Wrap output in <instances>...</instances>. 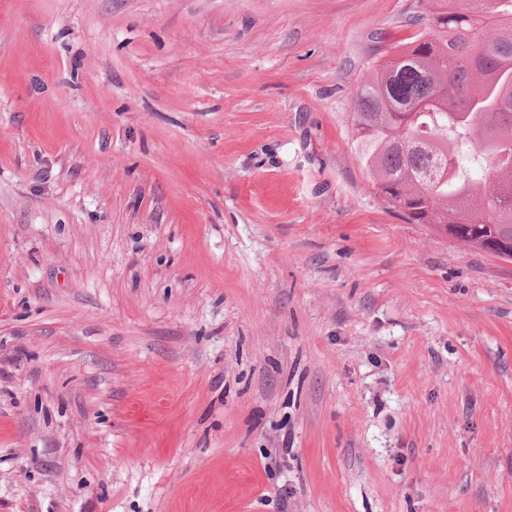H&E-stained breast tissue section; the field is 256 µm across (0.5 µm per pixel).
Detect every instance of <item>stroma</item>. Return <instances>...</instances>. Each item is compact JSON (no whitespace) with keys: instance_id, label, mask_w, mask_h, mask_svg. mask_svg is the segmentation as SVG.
Returning a JSON list of instances; mask_svg holds the SVG:
<instances>
[{"instance_id":"1","label":"stroma","mask_w":512,"mask_h":512,"mask_svg":"<svg viewBox=\"0 0 512 512\" xmlns=\"http://www.w3.org/2000/svg\"><path fill=\"white\" fill-rule=\"evenodd\" d=\"M418 0H0V512H512V263L349 113Z\"/></svg>"}]
</instances>
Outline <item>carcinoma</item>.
I'll return each mask as SVG.
<instances>
[{"label": "carcinoma", "instance_id": "cac0c4a2", "mask_svg": "<svg viewBox=\"0 0 512 512\" xmlns=\"http://www.w3.org/2000/svg\"><path fill=\"white\" fill-rule=\"evenodd\" d=\"M420 0V30L374 59L350 125L373 186L410 224L512 247V0ZM475 144L464 169L458 144Z\"/></svg>", "mask_w": 512, "mask_h": 512}]
</instances>
